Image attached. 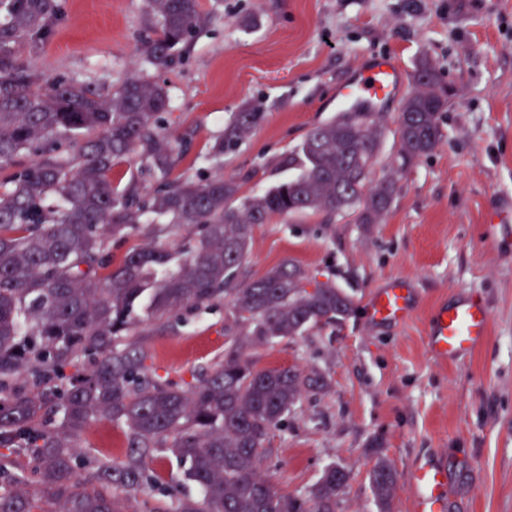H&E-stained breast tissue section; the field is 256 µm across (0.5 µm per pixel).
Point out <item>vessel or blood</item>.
I'll return each mask as SVG.
<instances>
[{
    "label": "vessel or blood",
    "mask_w": 512,
    "mask_h": 512,
    "mask_svg": "<svg viewBox=\"0 0 512 512\" xmlns=\"http://www.w3.org/2000/svg\"><path fill=\"white\" fill-rule=\"evenodd\" d=\"M403 81L394 62L375 60L358 69L342 88L337 100L348 112H375L391 100ZM414 293L402 278L390 280L366 306L373 321H404L414 310ZM491 314L479 299H466L454 305H440L427 329V349L439 361H454L479 350L490 334ZM414 512H448V469L438 462L416 468L411 477Z\"/></svg>",
    "instance_id": "vessel-or-blood-1"
}]
</instances>
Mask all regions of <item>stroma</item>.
Here are the masks:
<instances>
[{"label": "stroma", "mask_w": 512, "mask_h": 512, "mask_svg": "<svg viewBox=\"0 0 512 512\" xmlns=\"http://www.w3.org/2000/svg\"><path fill=\"white\" fill-rule=\"evenodd\" d=\"M63 16L23 59L69 82L116 86L128 77L165 84L164 119L189 142L174 176L223 171L245 196L290 178L281 159L336 115V92L377 56L411 74L421 59L450 89L444 137L398 177L378 224L324 223L306 215L256 227L245 272L284 260L355 301L341 324L259 348L256 368L299 365L320 373L324 392L304 396L273 432L261 469L282 491L302 495L331 463L350 479L339 512H378L369 473L385 458L395 473L390 512H412L416 464H448V512H512V232L485 224L488 209L512 199V0H201L212 15L168 70L140 51L151 21L145 0H61ZM263 122L225 154L210 145L244 104ZM414 290L416 311L400 323L368 319V298L390 279ZM471 293L491 312L487 344L441 363L426 349L436 305ZM229 308L186 307L174 328L142 339L157 374L194 385L223 359ZM81 473L92 457L121 456L125 435L108 422L77 441Z\"/></svg>", "instance_id": "1"}]
</instances>
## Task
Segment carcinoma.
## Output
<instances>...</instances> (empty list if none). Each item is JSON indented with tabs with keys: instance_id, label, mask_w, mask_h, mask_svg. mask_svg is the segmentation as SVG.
<instances>
[{
	"instance_id": "cac0c4a2",
	"label": "carcinoma",
	"mask_w": 512,
	"mask_h": 512,
	"mask_svg": "<svg viewBox=\"0 0 512 512\" xmlns=\"http://www.w3.org/2000/svg\"><path fill=\"white\" fill-rule=\"evenodd\" d=\"M155 36L142 54L157 70L210 21L200 0H146ZM0 512H126L124 496L171 492L158 454L186 465L197 497L154 512H338L349 472L327 465L308 495L277 490L262 473L265 444L302 397L324 380L295 366L255 369L254 350L336 325L354 312L331 281L288 260L258 277L243 265L256 227L321 213L378 224L398 192L392 174L370 178L382 149L379 113L340 112L311 129L283 160L298 174L261 195L240 197L222 175L170 178L177 137L162 118L164 86L131 77L111 88L67 82L21 59L26 41L45 42L60 18L56 0H0ZM392 169L402 172L443 138L448 87L428 59L410 77ZM264 120L246 106L208 157L219 162ZM32 153L36 160H20ZM136 155L140 173L122 189L115 164ZM170 237L199 229L175 251L127 240L147 214ZM227 301L224 359L198 384L163 381L127 336L148 321L179 322L186 306ZM94 358L89 370L80 359ZM56 412L59 422L47 418ZM119 425L126 449L78 473L75 438L91 422ZM24 454L29 467H17ZM380 512H390L395 474L384 459L369 474Z\"/></svg>"
}]
</instances>
